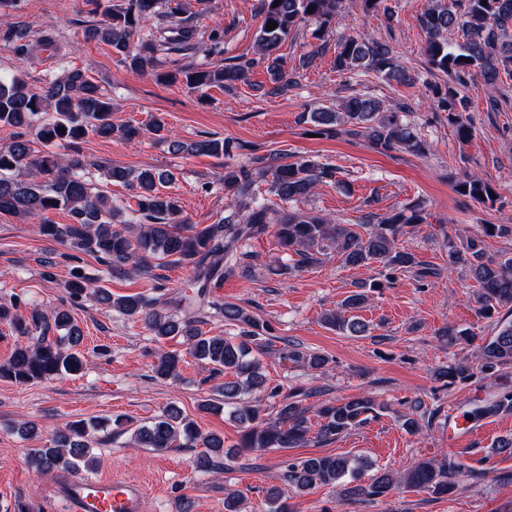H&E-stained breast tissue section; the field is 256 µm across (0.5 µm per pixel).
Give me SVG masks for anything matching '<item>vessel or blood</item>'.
<instances>
[{
	"label": "vessel or blood",
	"mask_w": 512,
	"mask_h": 512,
	"mask_svg": "<svg viewBox=\"0 0 512 512\" xmlns=\"http://www.w3.org/2000/svg\"><path fill=\"white\" fill-rule=\"evenodd\" d=\"M61 492L73 512H142L145 490L132 479L70 478Z\"/></svg>",
	"instance_id": "obj_1"
}]
</instances>
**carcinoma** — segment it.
<instances>
[{"label":"carcinoma","mask_w":512,"mask_h":512,"mask_svg":"<svg viewBox=\"0 0 512 512\" xmlns=\"http://www.w3.org/2000/svg\"><path fill=\"white\" fill-rule=\"evenodd\" d=\"M344 0H259L262 18L256 37L258 57L236 64H205L197 69L157 70L159 56L197 48V29L187 21L176 20L167 28L168 35L140 45L134 37L157 16L159 0H85L88 14L100 20L87 28L88 36L100 38L112 47V53L136 74L150 73L160 82H175L183 76L191 89L211 87L232 88L245 80L249 69L265 67L271 86L267 96H281L296 84L297 71L288 67L279 53L280 46L293 30L305 21H315L318 30L327 34ZM271 21L275 29L267 30ZM421 26L428 35L425 55L430 68L450 77L445 88L435 90L439 110L457 127L461 139L472 135L471 124L463 117L469 101L458 87L479 74L492 84L500 73L512 75V40L502 35L512 27V0H430L421 15ZM462 34V42L448 41V34ZM208 55L224 54V32L211 30L208 35ZM0 45L16 58H30L36 47L55 49L49 37L33 42L28 28L16 22L3 21ZM334 65L340 71H371L402 85H410L414 77L401 65L390 45L377 39L349 36L336 47ZM404 106L394 112L383 111L376 99L358 94L347 98L338 110L315 109L303 114V120L317 127V133L335 137L339 127L353 138H362L377 150L405 149L424 155L429 146L403 120ZM0 126L12 129V141L0 148V213L13 215H43L39 232L55 241L69 243L80 253L92 256L113 275L125 273L132 264L138 272H146L152 259L169 260L192 270L186 287L172 296L157 297L142 294L117 298L107 289L95 285L80 270L72 272L67 292L79 299L94 290L98 301L106 308L124 316L137 318L158 340L179 339L186 353L211 366L212 372L224 375L218 391L224 405L232 407L231 415L240 427L237 443L239 452L258 453L300 448L310 442L330 443L365 425L378 414L379 405L365 394L338 400H325L316 407L317 424L308 416L309 408L302 399L311 396L303 388L286 394L278 385L268 384L260 372L258 355L268 348L269 328L260 324L248 310L237 303L210 302L224 321L238 327V336L210 335L170 313L204 303L210 290L218 287L224 276L237 270L249 271L248 255L240 251L241 243L262 235L270 223V207L257 201L255 184L258 179L271 177L269 193L283 203L299 201L314 189L334 177L328 164L310 159L292 163L283 161L278 153L254 155L248 163L224 165V193L237 199L239 205L224 212L216 224L203 227L188 224L182 216L177 198L160 190L173 180V174L152 169L133 170L112 166L107 179L132 192L137 220V233L112 224L116 208L112 197L103 189H93L79 175L85 167L80 142L92 134L110 138L117 134L125 140L137 138L141 130L128 124H112V102L85 71L67 68L48 81L39 91H32L18 77H0ZM38 128V138L46 146H61L68 150L62 157L53 152L37 151L28 139V132ZM175 153L201 154L220 157L230 154L229 144L221 139L204 137L190 144L171 141ZM459 193L481 202H494L493 188L475 176L456 183ZM64 211L68 222L59 224L49 215ZM426 220L418 203L408 204L385 214L380 220L366 224H329L322 217L293 210H284L276 224L278 245L296 256V265L311 267L318 261L324 247L330 245L346 267H367L375 262L386 269V281L410 273L421 286L440 276L441 271L425 263L405 248L398 246L404 228ZM448 265L466 270L477 286L476 303L486 316L502 309L512 312V257L496 260L486 256L482 236L456 242L447 240ZM381 287L376 280L355 284V289L343 299L341 306L323 316L330 329L349 336H366L370 324L356 311L370 301L371 293ZM0 323L23 339L7 361L0 364V379L29 384L48 377L77 375L86 367L84 356L76 350L81 334L70 314L57 311L48 318L37 311L19 313V301L0 305ZM61 332L50 336V329ZM285 358L300 362L308 370L325 369L329 358L320 353L289 351ZM183 354L169 350L158 357L154 367L158 379L178 375ZM512 318L497 321V331L480 347L479 361L473 366L467 361L440 366L435 380L450 388L458 382L469 383L481 374L497 381L496 391L473 403L465 417L477 423L486 417L512 411ZM259 392L276 400L275 414L264 416L257 405L241 401V397ZM437 407L425 408L414 404L413 411L403 420V428L411 434L419 432L421 422L432 423L439 416ZM103 427L100 421H75L66 426L47 448H30L27 459L38 473L73 474L90 468L95 462L91 453L89 431ZM133 441L139 447L157 451L168 448H193L200 444L205 451L195 460V469L209 473L223 464L224 436L202 433L197 423L184 415L174 403L149 424L136 427ZM366 465L359 459L340 455H321L284 461L281 480L295 491H304L315 484L345 485L344 496L350 503L386 500L399 487L426 491L443 496L455 488L462 475L461 468L450 461L433 459L412 464L403 474L393 475L379 468L363 480ZM269 512H288L285 491L279 485L267 490Z\"/></svg>","instance_id":"1"}]
</instances>
